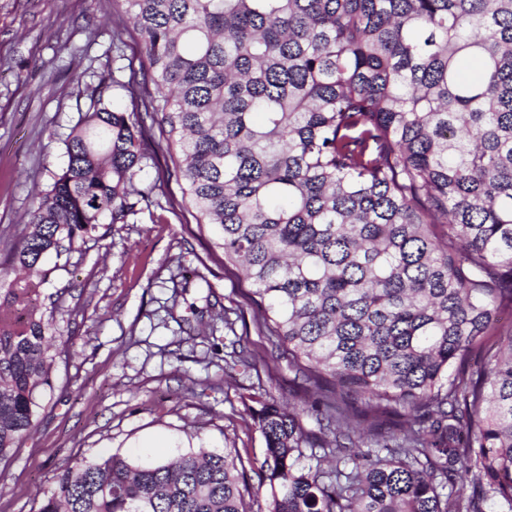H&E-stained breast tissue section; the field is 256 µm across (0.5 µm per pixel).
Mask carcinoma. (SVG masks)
<instances>
[{
    "label": "carcinoma",
    "instance_id": "obj_1",
    "mask_svg": "<svg viewBox=\"0 0 512 512\" xmlns=\"http://www.w3.org/2000/svg\"><path fill=\"white\" fill-rule=\"evenodd\" d=\"M115 2L150 100L118 110L100 76L25 215L0 461L36 426L58 341L37 309H4L39 294L48 253L152 203L156 127L258 326L319 392L246 406L267 512H512V0ZM249 479L234 448L110 454L62 470L38 512H250Z\"/></svg>",
    "mask_w": 512,
    "mask_h": 512
}]
</instances>
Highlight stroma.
<instances>
[{"mask_svg": "<svg viewBox=\"0 0 512 512\" xmlns=\"http://www.w3.org/2000/svg\"><path fill=\"white\" fill-rule=\"evenodd\" d=\"M138 61L139 39L112 0H0V270L24 232L34 194L67 164L64 141L89 108L86 85L110 70L112 48ZM153 134L154 202L129 224H103L78 251L49 255L33 304L54 317L67 347L53 349L54 390L34 435L0 462V512H37L56 475L83 458L119 452L149 465L190 448L265 450L244 408L264 393L299 405L316 391L260 331L249 285L211 250L168 178ZM240 310L227 332L218 308ZM257 367L226 370L232 340Z\"/></svg>", "mask_w": 512, "mask_h": 512, "instance_id": "35a3bbf8", "label": "stroma"}]
</instances>
